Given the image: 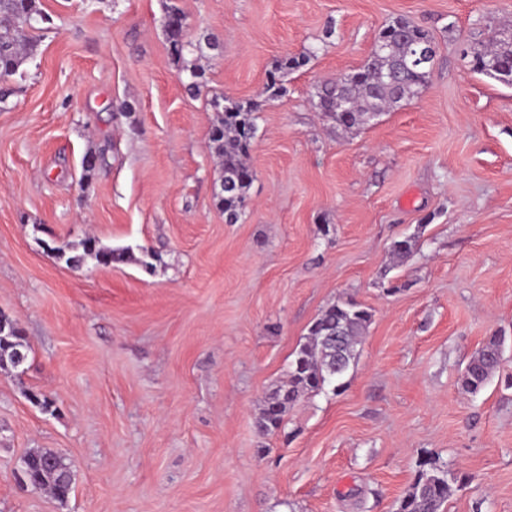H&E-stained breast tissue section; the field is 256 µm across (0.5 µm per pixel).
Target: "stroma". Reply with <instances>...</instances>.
<instances>
[{
  "mask_svg": "<svg viewBox=\"0 0 512 512\" xmlns=\"http://www.w3.org/2000/svg\"><path fill=\"white\" fill-rule=\"evenodd\" d=\"M171 4L207 47L196 97L169 53ZM37 6L49 23L0 108V312L31 346L0 369V512H397L430 455L457 477L443 512H512V86L472 68L512 29V0ZM401 17L437 49L425 90L341 129L322 86ZM287 57L306 63L266 98ZM227 98L263 103L235 224L209 150ZM88 238L129 260L56 257ZM342 297L373 311L345 388L261 435L262 403ZM496 332L499 371L463 392ZM34 448L71 464L66 501L19 483Z\"/></svg>",
  "mask_w": 512,
  "mask_h": 512,
  "instance_id": "stroma-1",
  "label": "stroma"
}]
</instances>
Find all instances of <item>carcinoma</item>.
I'll return each instance as SVG.
<instances>
[{"label":"carcinoma","mask_w":512,"mask_h":512,"mask_svg":"<svg viewBox=\"0 0 512 512\" xmlns=\"http://www.w3.org/2000/svg\"><path fill=\"white\" fill-rule=\"evenodd\" d=\"M41 10L36 0H0V82L7 83L32 55L36 39L33 33L41 31L36 16ZM186 18L176 6L168 7L165 32L171 55L185 60V55L201 47L184 40ZM391 52L404 55L415 44L430 39V35L407 19H399L380 33ZM473 70L512 85V40H499L473 55ZM387 63L369 61L351 72L354 83L348 89V103H339L336 84L324 85L320 93V107L332 113L336 125L346 130L367 122L369 113L385 112L409 95H415L425 86L430 72L405 68L393 82L385 78ZM188 74L187 91L198 94L205 86L202 69L184 66ZM257 102H230L218 116L210 131L212 151L222 159L220 174L233 184L224 190L220 204L225 220L237 223L244 214L247 193L253 180V171L247 163L256 132ZM124 252L96 246L92 239L82 244V252L66 258L73 268L94 263L110 265L120 262ZM372 320V311L351 298L339 299L321 311L308 330V342L294 353L288 368V385L277 390L256 418L260 433L278 431L289 409L303 397L334 385L338 391L342 378L355 359V348ZM342 331L341 343L328 340L335 328ZM502 341L490 337L469 359L459 383L464 392L477 394L485 388L502 361ZM28 342L13 320L0 314V368L13 365V356L20 351L28 354ZM25 469L33 483L48 488L59 501H65L72 483L62 479L69 464L65 458L48 449H36L25 455ZM451 473L435 458L420 462V470L409 493L399 502L398 512H440L451 495Z\"/></svg>","instance_id":"1"}]
</instances>
